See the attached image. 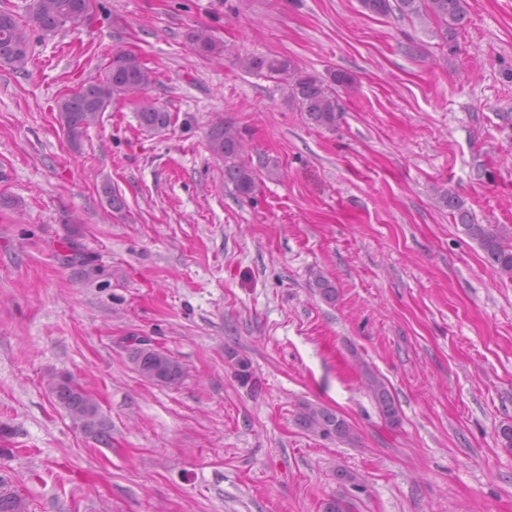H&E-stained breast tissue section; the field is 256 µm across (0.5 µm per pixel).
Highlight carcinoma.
<instances>
[{
  "instance_id": "cac0c4a2",
  "label": "carcinoma",
  "mask_w": 512,
  "mask_h": 512,
  "mask_svg": "<svg viewBox=\"0 0 512 512\" xmlns=\"http://www.w3.org/2000/svg\"><path fill=\"white\" fill-rule=\"evenodd\" d=\"M364 9L375 15L388 16L394 12L402 16L423 17L441 24L443 40L450 44L457 39L468 15V0H361ZM97 0H32L26 15L0 7V66L22 69L30 56L32 37L36 33H54L74 22L77 10L93 11ZM190 42L201 54L221 55L224 46L216 43L200 29L191 33ZM240 63L248 72L276 80L287 92L309 123L325 129L336 127L340 112L336 86L349 84V78L333 72L323 78L303 72L285 58L263 55H244ZM156 81L155 73L141 58L129 51L112 54L104 74L96 81L82 85L77 91L63 95L56 103L58 120L68 139L80 147L85 131L97 124L102 112L112 100L134 97L148 90ZM140 127L160 134L174 125V116L165 109L144 102L137 113ZM213 155L224 159V179L234 185L238 195L249 197L256 187L257 171L241 160L246 144L241 132L231 123L217 122L208 139ZM438 203L452 211L464 233L477 241L490 264L501 276L512 279V227L505 224H476L469 218L460 198L446 188L436 189ZM314 288L328 302L336 300V285L318 272L312 282ZM235 376L246 386L252 380L250 364L245 358L229 354ZM129 359L145 381L171 387L179 385L184 376L181 363L154 345H145L138 337L130 338ZM49 388L58 403L83 432L102 444L110 443L112 436L100 413L96 398L68 375L56 377ZM366 389L375 398L383 417L398 422V409L377 376L368 379ZM300 427L313 436L335 438L342 442H356L358 435L352 424L335 410L320 403L307 402L297 417ZM0 512H28V507L12 486L0 478Z\"/></svg>"
}]
</instances>
